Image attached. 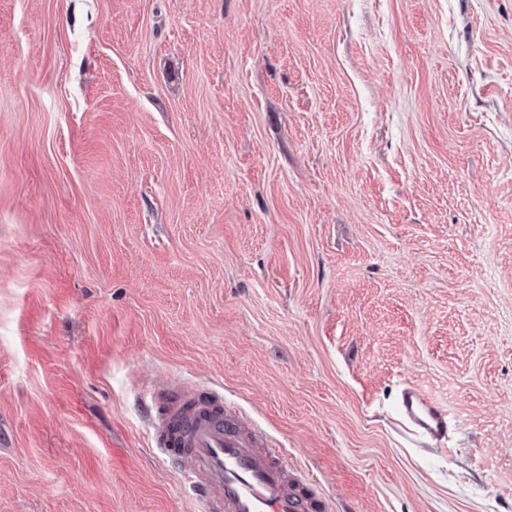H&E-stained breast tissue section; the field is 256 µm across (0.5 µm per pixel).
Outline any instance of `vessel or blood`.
<instances>
[{
    "label": "vessel or blood",
    "instance_id": "1",
    "mask_svg": "<svg viewBox=\"0 0 512 512\" xmlns=\"http://www.w3.org/2000/svg\"><path fill=\"white\" fill-rule=\"evenodd\" d=\"M142 401L161 462L201 512H322L323 502L291 472L281 449L251 429L225 425L221 396L165 384L150 387ZM399 413L416 434L446 439L447 412L418 386L403 388Z\"/></svg>",
    "mask_w": 512,
    "mask_h": 512
}]
</instances>
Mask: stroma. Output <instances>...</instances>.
I'll list each match as a JSON object with an SVG mask.
<instances>
[{
  "label": "stroma",
  "instance_id": "obj_1",
  "mask_svg": "<svg viewBox=\"0 0 512 512\" xmlns=\"http://www.w3.org/2000/svg\"><path fill=\"white\" fill-rule=\"evenodd\" d=\"M170 381L325 512H512V0H0V512H199ZM399 413L416 434L426 439L446 440L448 413L418 386L408 385L403 388L399 398Z\"/></svg>",
  "mask_w": 512,
  "mask_h": 512
}]
</instances>
